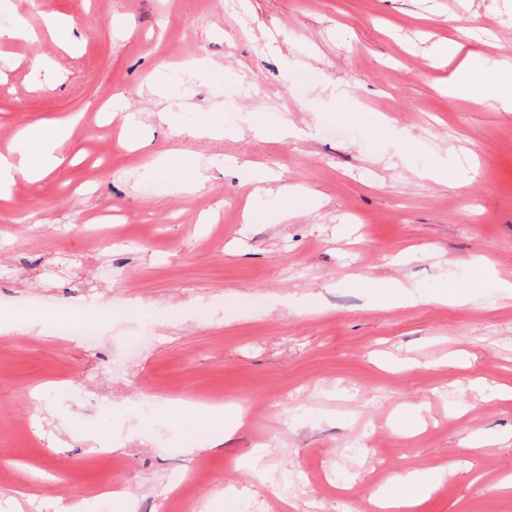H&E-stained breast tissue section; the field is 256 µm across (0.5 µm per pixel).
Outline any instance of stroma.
Segmentation results:
<instances>
[{"label": "stroma", "mask_w": 512, "mask_h": 512, "mask_svg": "<svg viewBox=\"0 0 512 512\" xmlns=\"http://www.w3.org/2000/svg\"><path fill=\"white\" fill-rule=\"evenodd\" d=\"M12 7L38 40L0 43V153L22 126L78 123L58 169L0 199V309L90 310L97 336L0 337V512H377L397 476L446 466L413 512H512V400L495 394L512 387L496 286L512 282V112L484 92L512 82V0ZM49 13L70 20L65 44ZM451 40L462 54L432 63ZM212 111L224 138L186 133ZM125 113L147 147L123 143ZM261 117L295 136L256 137ZM172 155L203 170L196 189L153 177ZM245 161L312 202L280 220L242 187ZM477 258L493 278L473 291ZM391 280L429 302L382 304ZM443 288L470 297L432 301ZM179 399L244 423L206 447ZM199 466L203 486L178 491ZM106 484L125 502L99 499Z\"/></svg>", "instance_id": "obj_1"}]
</instances>
